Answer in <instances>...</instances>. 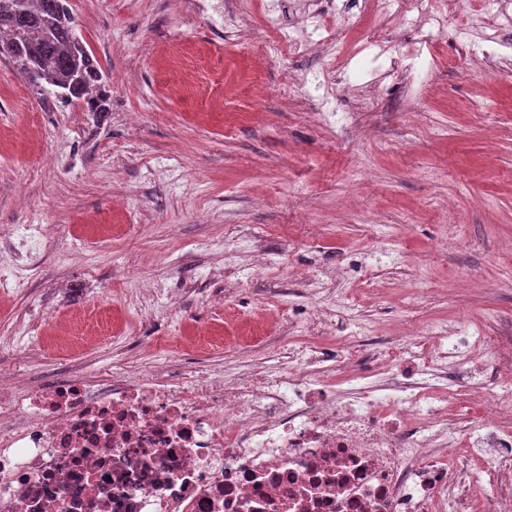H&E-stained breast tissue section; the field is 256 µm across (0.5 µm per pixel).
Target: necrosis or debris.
Instances as JSON below:
<instances>
[{
	"instance_id": "necrosis-or-debris-1",
	"label": "necrosis or debris",
	"mask_w": 512,
	"mask_h": 512,
	"mask_svg": "<svg viewBox=\"0 0 512 512\" xmlns=\"http://www.w3.org/2000/svg\"><path fill=\"white\" fill-rule=\"evenodd\" d=\"M423 2L385 9L432 50L464 3ZM371 5L319 0L288 24L268 0L264 39L280 57L321 52L337 40L332 16L366 25L364 47L400 55L398 37L369 26ZM421 334L342 398L329 375L352 354L305 343L276 375L237 381L164 368L96 385L0 378V512H470L471 488L488 486L492 512H512V389L489 384L512 339L474 349ZM458 368L480 402L464 426L446 407Z\"/></svg>"
}]
</instances>
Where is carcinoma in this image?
Segmentation results:
<instances>
[{
    "label": "carcinoma",
    "mask_w": 512,
    "mask_h": 512,
    "mask_svg": "<svg viewBox=\"0 0 512 512\" xmlns=\"http://www.w3.org/2000/svg\"><path fill=\"white\" fill-rule=\"evenodd\" d=\"M70 0H0V57L63 105L105 111L107 77L75 32Z\"/></svg>",
    "instance_id": "1"
}]
</instances>
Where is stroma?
<instances>
[{"mask_svg":"<svg viewBox=\"0 0 512 512\" xmlns=\"http://www.w3.org/2000/svg\"><path fill=\"white\" fill-rule=\"evenodd\" d=\"M70 7L118 82L96 117L0 59V374L243 377L344 336L367 337L364 374L375 337L400 353L411 323L512 336V30L494 50L464 14L442 36L455 66L409 91L342 30L340 83L292 99L287 72L321 56L270 57L169 0ZM224 62L261 76V119L247 91L201 100ZM331 270L323 301L347 308L301 328L308 277Z\"/></svg>","mask_w":512,"mask_h":512,"instance_id":"1","label":"stroma"}]
</instances>
